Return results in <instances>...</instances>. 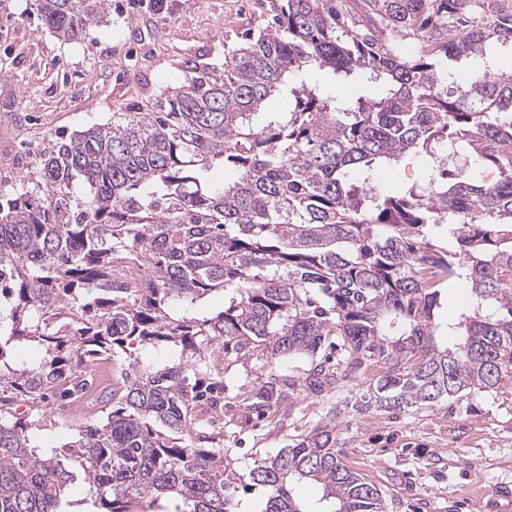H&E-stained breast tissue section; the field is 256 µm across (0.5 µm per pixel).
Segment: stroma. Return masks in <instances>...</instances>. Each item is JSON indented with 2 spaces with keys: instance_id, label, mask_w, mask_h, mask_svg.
<instances>
[{
  "instance_id": "obj_1",
  "label": "stroma",
  "mask_w": 512,
  "mask_h": 512,
  "mask_svg": "<svg viewBox=\"0 0 512 512\" xmlns=\"http://www.w3.org/2000/svg\"><path fill=\"white\" fill-rule=\"evenodd\" d=\"M39 0H0V189L29 175L50 134L111 122L181 85L184 59L216 67L224 45L257 29L270 0H173L167 13L104 0L105 17L80 40L59 39L42 23ZM224 373V445L240 472L283 448L289 436L328 417L342 394L299 386L275 423L247 417L245 393L266 371L262 352L213 361ZM336 423L348 465L380 487L385 512H486L480 491L512 484V386L401 414Z\"/></svg>"
}]
</instances>
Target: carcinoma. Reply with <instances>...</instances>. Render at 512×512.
<instances>
[{
  "instance_id": "1",
  "label": "carcinoma",
  "mask_w": 512,
  "mask_h": 512,
  "mask_svg": "<svg viewBox=\"0 0 512 512\" xmlns=\"http://www.w3.org/2000/svg\"><path fill=\"white\" fill-rule=\"evenodd\" d=\"M101 9L43 0L41 16L71 41ZM505 53L512 0H284L224 44L222 69L187 60L153 102L56 134L0 196V512H66L71 458L97 512H237L251 489L269 491L263 512H309L292 493L302 480L321 486L322 512H384L331 419L240 473L210 424L224 374L201 366L212 346L238 361L265 349L246 396L265 418L297 385L292 358L309 361L310 392L345 391L356 415L512 385ZM407 154L422 183L381 178ZM458 156L471 176L450 165ZM461 280L470 304L446 322ZM215 294L223 310L200 312ZM328 336L334 363L320 355ZM22 341L45 358L12 363ZM133 342L179 359L121 365L90 393L89 367ZM53 397L94 415L46 455L29 430Z\"/></svg>"
}]
</instances>
